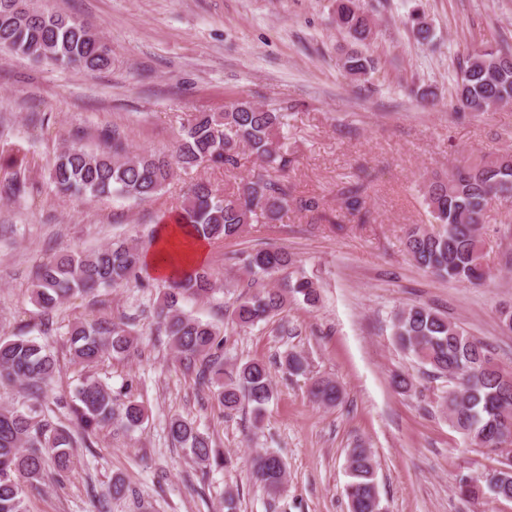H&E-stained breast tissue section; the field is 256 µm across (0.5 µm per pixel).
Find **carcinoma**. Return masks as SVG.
<instances>
[{
	"mask_svg": "<svg viewBox=\"0 0 512 512\" xmlns=\"http://www.w3.org/2000/svg\"><path fill=\"white\" fill-rule=\"evenodd\" d=\"M335 21L355 43L365 44L374 35L373 22L359 0H336ZM0 40L12 51L48 61L56 66L102 70L112 64L109 49L93 27L61 14L33 6L32 0H0ZM342 68L356 79H366L375 70L374 61L358 49L341 59ZM512 101V45L476 49L458 64L455 85L457 112H487ZM286 108L259 105L247 99L234 100L218 113L201 112L181 125L174 149L164 155L128 154L117 130L105 133L110 150L88 152L79 147L61 151L50 173L64 195L86 197L120 196L148 200L160 193L176 170L184 172L202 165L234 167L240 151L251 150L268 168L238 184L236 191L218 195L208 182L197 181L188 188L178 213L180 223L194 238L213 240L240 235L257 214L276 221L290 206L336 223L320 200L296 197L288 181L292 163L288 148L279 144ZM512 200V153L483 156L457 166L448 176L425 186L424 202L431 216L428 224H413L405 235V246L415 264L440 279L472 286L484 283V240L481 230L492 202ZM344 215L368 222L364 189L356 185L336 195ZM251 291L240 295L230 319L240 329L268 322L285 312L288 298L265 279L288 269L291 259L279 249L254 250L243 258ZM142 252L127 239L89 252L65 254L40 264L34 274L32 300L39 307L41 325H52L54 312L75 293L97 288H121L140 279ZM291 291L313 305L319 289L307 277L288 284ZM215 288L213 275L202 267L182 271L167 279V291L156 318L159 333L186 361L198 366L202 383L213 390L227 410L240 405L252 407L260 417L274 397L267 365L248 360L231 366L221 358L220 332L183 308V303L207 297ZM393 337L427 375L444 378L448 389L439 396L437 407L471 448L502 453L504 437H512V371L502 369L486 345L468 336L448 316L425 305L409 306L395 315ZM73 361L89 368L104 356L128 357L137 350L138 338L128 325L111 320L80 322L69 331ZM284 365L292 374H304L307 360L291 352ZM56 361L46 345L22 334L0 338V384L27 388L32 403L25 407L0 406V512H28L25 487L45 481L48 465L59 473L78 466L71 431L56 425L40 410L41 399L51 386ZM316 402L333 406L341 400L339 385L317 378L310 386ZM72 421L83 433L112 424L125 430L140 427L147 418L142 404L122 401L112 389L93 376L75 388L70 406ZM171 440L204 467H222L227 460L211 447L209 437L182 417L168 423ZM250 473L268 495L278 494L286 482L283 460L269 450L250 459ZM511 471L495 480L473 479L471 500L512 501ZM343 493L349 512L382 510L377 464L368 448H352L347 455Z\"/></svg>",
	"mask_w": 512,
	"mask_h": 512,
	"instance_id": "cac0c4a2",
	"label": "carcinoma"
}]
</instances>
